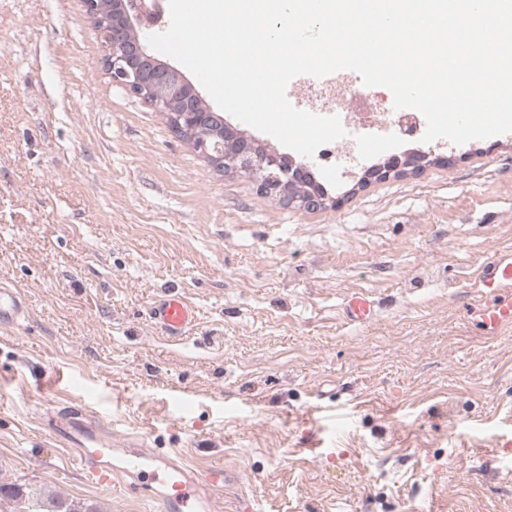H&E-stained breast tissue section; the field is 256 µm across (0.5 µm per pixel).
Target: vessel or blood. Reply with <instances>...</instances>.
Masks as SVG:
<instances>
[{
    "label": "vessel or blood",
    "instance_id": "1",
    "mask_svg": "<svg viewBox=\"0 0 512 512\" xmlns=\"http://www.w3.org/2000/svg\"><path fill=\"white\" fill-rule=\"evenodd\" d=\"M479 300L466 310L469 321L484 335L498 336L512 328V249L503 251L480 270L475 283ZM342 313L363 325L375 316L374 304L360 293L351 295ZM25 309L16 292L0 284V324H16ZM155 327L174 341L183 340L197 321L195 307L182 295L168 293L149 307ZM42 424L57 448L82 466L100 485L119 482L135 498L155 503L158 512H220L223 468L191 467L170 450H147L138 437L118 433L111 421L82 404L58 405Z\"/></svg>",
    "mask_w": 512,
    "mask_h": 512
}]
</instances>
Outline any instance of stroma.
I'll return each mask as SVG.
<instances>
[{"instance_id":"1","label":"stroma","mask_w":512,"mask_h":512,"mask_svg":"<svg viewBox=\"0 0 512 512\" xmlns=\"http://www.w3.org/2000/svg\"><path fill=\"white\" fill-rule=\"evenodd\" d=\"M104 53L82 0H0V283L26 307L0 325V484L157 512L45 436L72 401L223 468V512H512V330L464 317L512 248V138L412 137L339 183L314 160L307 210L217 171ZM416 150L421 173L364 179ZM167 291L198 310L179 342L147 315ZM342 313L352 324L364 325L375 316L374 304L360 293L351 295L344 303Z\"/></svg>"}]
</instances>
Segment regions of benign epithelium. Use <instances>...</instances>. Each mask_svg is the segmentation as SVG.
<instances>
[{"label":"benign epithelium","mask_w":512,"mask_h":512,"mask_svg":"<svg viewBox=\"0 0 512 512\" xmlns=\"http://www.w3.org/2000/svg\"><path fill=\"white\" fill-rule=\"evenodd\" d=\"M89 18L101 24L105 32L104 66L112 81L132 95L150 102L168 114L176 134L188 132L183 140L215 167H229L243 175L265 173L259 188L266 194H288V186L305 179L303 164L280 161L273 153L262 151L238 130L222 122L206 106L196 90L178 69L154 66L134 34L138 26L152 20L146 0H82ZM429 154L416 153L405 162L372 168L373 175L386 180L400 170L415 173L428 162Z\"/></svg>","instance_id":"7a95c632"}]
</instances>
